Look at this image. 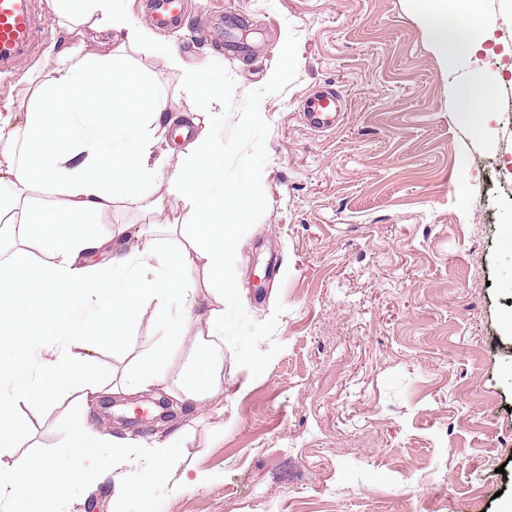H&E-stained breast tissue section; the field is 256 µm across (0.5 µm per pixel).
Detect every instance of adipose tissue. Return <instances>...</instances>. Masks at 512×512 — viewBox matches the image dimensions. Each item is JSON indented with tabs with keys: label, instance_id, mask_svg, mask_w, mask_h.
<instances>
[{
	"label": "adipose tissue",
	"instance_id": "1",
	"mask_svg": "<svg viewBox=\"0 0 512 512\" xmlns=\"http://www.w3.org/2000/svg\"><path fill=\"white\" fill-rule=\"evenodd\" d=\"M65 22L85 24L115 51L84 53L59 49L55 66L32 76L29 102L0 107V237L23 247L0 259V353L30 350L31 361L10 367L0 381V512H30L22 487L40 483L57 493L70 477L44 462L13 451L14 419L62 394L78 406L106 395L163 392L177 407L195 410L224 396V298L236 283L225 272L256 201L240 187L224 184V160L206 125L223 121L224 88L218 73L185 69L177 51L154 45L146 26L127 21L124 0H47ZM427 23L433 50L454 58L461 43L481 47L487 35L471 0H412ZM468 14L470 25L449 23V11ZM154 47L165 67L183 73L185 92L202 109L174 115L151 78L130 65L126 50ZM173 133L180 165L165 173L155 153ZM154 191L144 211L174 204L181 223L165 225L166 248L155 246L153 224H118L111 232L95 227L121 195ZM165 194H158V187ZM47 194L32 204L33 189ZM181 321L165 335L127 349L128 369L114 383L85 376L97 350L125 342L144 312L161 316L171 305ZM189 339L181 368L167 374L161 364L174 340ZM183 430L150 440L79 430L74 443L111 455L113 470L139 467L147 482L131 487L115 480L120 497H146L151 481L166 478L160 463L177 465Z\"/></svg>",
	"mask_w": 512,
	"mask_h": 512
}]
</instances>
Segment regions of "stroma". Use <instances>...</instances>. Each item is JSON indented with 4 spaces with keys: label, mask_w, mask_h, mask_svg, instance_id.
I'll return each instance as SVG.
<instances>
[{
    "label": "stroma",
    "mask_w": 512,
    "mask_h": 512,
    "mask_svg": "<svg viewBox=\"0 0 512 512\" xmlns=\"http://www.w3.org/2000/svg\"><path fill=\"white\" fill-rule=\"evenodd\" d=\"M248 23L252 50L212 41L216 10ZM491 51L434 54L409 0H186L158 32L185 64L224 77V120L209 134L224 182L258 199L226 266L224 414L178 417V470L207 483L155 482L148 499L112 496V459L69 453L96 407L18 416L15 452L80 471L49 512H504L512 504V6L476 0ZM44 49L0 73V105L22 104L50 46L105 53L88 26L49 8ZM171 112H196L182 74L146 50ZM492 81L484 132L459 115L474 74ZM343 96L335 132L301 122L308 93ZM135 197L100 222L168 224Z\"/></svg>",
    "instance_id": "1"
}]
</instances>
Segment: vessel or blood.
Instances as JSON below:
<instances>
[{"label": "vessel or blood", "instance_id": "1", "mask_svg": "<svg viewBox=\"0 0 512 512\" xmlns=\"http://www.w3.org/2000/svg\"><path fill=\"white\" fill-rule=\"evenodd\" d=\"M182 11V0H150L147 17L165 30L181 22ZM37 13V0H0V70L11 69L39 51L43 33ZM300 116L311 130L335 129L342 117L339 94L324 89L306 96Z\"/></svg>", "mask_w": 512, "mask_h": 512}]
</instances>
